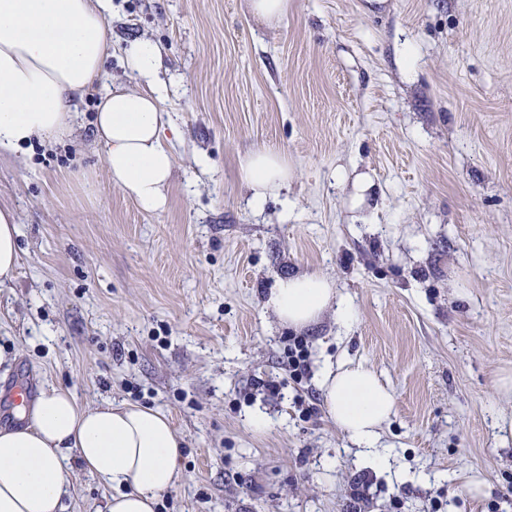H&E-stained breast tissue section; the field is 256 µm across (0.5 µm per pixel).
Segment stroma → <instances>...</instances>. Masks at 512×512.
I'll use <instances>...</instances> for the list:
<instances>
[{"label": "stroma", "instance_id": "stroma-1", "mask_svg": "<svg viewBox=\"0 0 512 512\" xmlns=\"http://www.w3.org/2000/svg\"><path fill=\"white\" fill-rule=\"evenodd\" d=\"M108 29L75 140L0 155L21 250L0 424L30 379L160 411L182 476L156 512H512V0H289L274 23L248 0H112ZM142 39L164 56L175 158L155 213L113 184L92 127ZM259 149L295 177L256 209L240 160ZM303 272L334 281L349 324L329 310L297 332L265 309ZM327 362L393 393L389 469L329 418ZM70 480L64 512H102L110 488Z\"/></svg>", "mask_w": 512, "mask_h": 512}]
</instances>
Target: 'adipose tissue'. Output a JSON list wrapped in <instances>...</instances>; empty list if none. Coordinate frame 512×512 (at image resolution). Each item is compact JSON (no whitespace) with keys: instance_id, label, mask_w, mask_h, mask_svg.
Returning <instances> with one entry per match:
<instances>
[{"instance_id":"ef3b65f1","label":"adipose tissue","mask_w":512,"mask_h":512,"mask_svg":"<svg viewBox=\"0 0 512 512\" xmlns=\"http://www.w3.org/2000/svg\"><path fill=\"white\" fill-rule=\"evenodd\" d=\"M110 8V0H0V152L74 135L73 107L112 55ZM124 63L136 85L100 98L94 132L113 183L153 212L165 206L174 170L156 83L163 56L145 39L126 52ZM242 169L256 205L294 178L287 159L268 150L249 152ZM18 235L13 212L0 208V286L13 280L20 262ZM264 305L280 325L296 330L330 309L351 317L333 282L317 273L280 279ZM320 386L329 418L385 466L377 445L394 408L390 390L361 364L325 367ZM181 446L157 410L124 402L82 407L69 389L49 387L24 426L0 428V512H62L76 464L111 488L107 512H155L160 494L180 478Z\"/></svg>"}]
</instances>
